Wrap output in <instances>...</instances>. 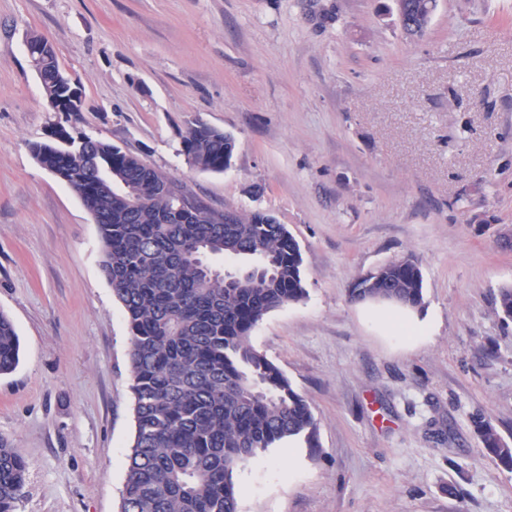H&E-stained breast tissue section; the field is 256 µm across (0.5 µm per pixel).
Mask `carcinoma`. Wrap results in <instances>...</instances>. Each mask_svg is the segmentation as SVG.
Returning a JSON list of instances; mask_svg holds the SVG:
<instances>
[{"label":"carcinoma","instance_id":"cac0c4a2","mask_svg":"<svg viewBox=\"0 0 512 512\" xmlns=\"http://www.w3.org/2000/svg\"><path fill=\"white\" fill-rule=\"evenodd\" d=\"M425 33L432 19L417 13L421 0H396ZM39 76L48 98L67 76L51 45ZM35 142L36 162L60 174L92 211L101 242V272L121 304L130 332L133 435L126 455L120 512H238L235 474L251 459L294 438L318 447L307 400L251 343L269 313L305 298L300 247L285 225L265 212L215 209L183 186L166 189L139 156L101 139L72 135ZM192 168L222 172L234 138L204 123L182 136ZM143 197L133 207L129 199ZM212 257L248 264L228 286ZM391 295L400 307L422 305L415 264L400 259L380 267L375 282L352 293L357 301ZM497 314L512 319V287L495 298ZM20 341L0 311V375L15 370ZM473 426L485 448L512 470V447L482 416ZM27 464L0 440V512H16Z\"/></svg>","mask_w":512,"mask_h":512}]
</instances>
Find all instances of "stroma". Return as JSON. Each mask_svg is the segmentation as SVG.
I'll return each mask as SVG.
<instances>
[{
  "mask_svg": "<svg viewBox=\"0 0 512 512\" xmlns=\"http://www.w3.org/2000/svg\"><path fill=\"white\" fill-rule=\"evenodd\" d=\"M84 96L50 111L30 34ZM235 139L191 168L188 127ZM139 155L210 205L298 241L306 298L253 345L311 405L298 440L237 475L239 512H512V0H439L407 37L394 0H0V311L22 355L0 439L28 469L17 512H119L133 432L130 340L97 225L33 158L52 124ZM403 257L416 310L357 302ZM472 423L485 448L503 467L512 470V448L501 439L490 422L477 416Z\"/></svg>",
  "mask_w": 512,
  "mask_h": 512,
  "instance_id": "1",
  "label": "stroma"
}]
</instances>
